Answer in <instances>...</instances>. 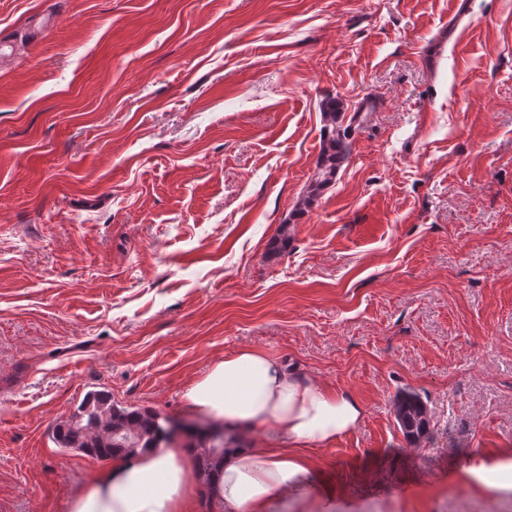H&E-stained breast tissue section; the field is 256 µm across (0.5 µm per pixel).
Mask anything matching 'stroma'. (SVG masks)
<instances>
[{"mask_svg": "<svg viewBox=\"0 0 512 512\" xmlns=\"http://www.w3.org/2000/svg\"><path fill=\"white\" fill-rule=\"evenodd\" d=\"M328 96L376 110L303 212ZM246 346L366 409L288 512H512L463 473L512 452V0H0V512L106 468L87 392L199 423ZM394 417L405 439L414 445L431 432L432 417L427 404L412 392H400L394 401Z\"/></svg>", "mask_w": 512, "mask_h": 512, "instance_id": "obj_1", "label": "stroma"}]
</instances>
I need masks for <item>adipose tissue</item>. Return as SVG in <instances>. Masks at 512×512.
<instances>
[{"mask_svg":"<svg viewBox=\"0 0 512 512\" xmlns=\"http://www.w3.org/2000/svg\"><path fill=\"white\" fill-rule=\"evenodd\" d=\"M196 411L223 419L247 436L267 427L288 439L284 448H228L211 491L213 512H278L309 495L306 449L324 448L351 432L365 409L349 391L299 376L262 347H242L212 363L184 393ZM194 451L160 448L113 459L74 497L69 512H186L195 490Z\"/></svg>","mask_w":512,"mask_h":512,"instance_id":"obj_1","label":"adipose tissue"}]
</instances>
